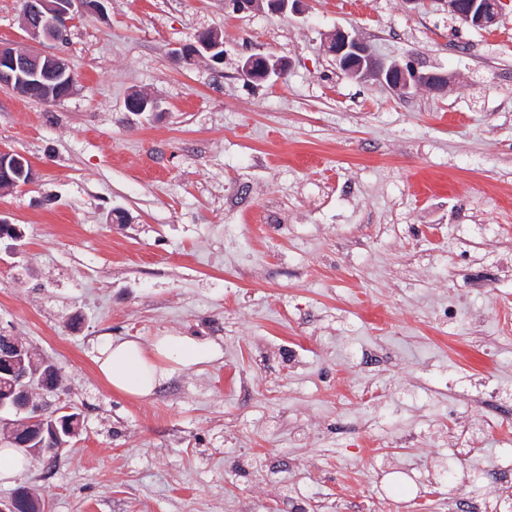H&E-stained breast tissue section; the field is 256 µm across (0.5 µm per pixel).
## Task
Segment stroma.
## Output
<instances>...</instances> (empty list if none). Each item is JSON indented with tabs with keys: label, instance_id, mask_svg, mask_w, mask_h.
I'll use <instances>...</instances> for the list:
<instances>
[{
	"label": "stroma",
	"instance_id": "1",
	"mask_svg": "<svg viewBox=\"0 0 512 512\" xmlns=\"http://www.w3.org/2000/svg\"><path fill=\"white\" fill-rule=\"evenodd\" d=\"M204 28L223 64L175 59ZM339 28L447 90L351 77L326 48ZM1 43L61 54L77 79L58 104L0 86V151L37 172L0 192L25 242L0 240V329L56 364L51 405L81 415L18 476L44 512H448L471 488L507 512L512 0L486 30L439 0H307L298 17L107 0L58 44L0 0ZM252 54L285 76L244 82ZM134 93L161 112L128 114ZM451 300L480 333L440 320ZM164 335L221 355L144 399L98 375L106 337ZM492 390L504 411L481 430Z\"/></svg>",
	"mask_w": 512,
	"mask_h": 512
}]
</instances>
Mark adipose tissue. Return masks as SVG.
I'll return each mask as SVG.
<instances>
[{
    "mask_svg": "<svg viewBox=\"0 0 512 512\" xmlns=\"http://www.w3.org/2000/svg\"><path fill=\"white\" fill-rule=\"evenodd\" d=\"M219 354V345L191 336H158L147 345L135 338L110 337L98 347L95 367L111 390L142 399L175 370L211 362Z\"/></svg>",
    "mask_w": 512,
    "mask_h": 512,
    "instance_id": "1",
    "label": "adipose tissue"
}]
</instances>
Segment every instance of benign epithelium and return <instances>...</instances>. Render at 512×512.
I'll return each mask as SVG.
<instances>
[{"mask_svg":"<svg viewBox=\"0 0 512 512\" xmlns=\"http://www.w3.org/2000/svg\"><path fill=\"white\" fill-rule=\"evenodd\" d=\"M102 0H22L20 2L22 23L25 31L34 39L59 42L75 18L87 11L101 9ZM448 15L475 28L489 29L499 20L503 0H440ZM275 14L302 12V0H224V7L238 14L249 13L263 7ZM328 52L336 58L339 66L350 76L359 80L375 79L389 89L401 94H410L419 88L439 92L450 78L437 71H421L411 66L403 67L394 62L387 64L377 58L370 47L359 38L338 29L327 43ZM176 54L186 61L207 57L212 62H224V42L209 29L197 32L194 41L179 47ZM238 71L248 82L265 81L285 74V63L273 56H250L242 60ZM0 86L12 88L24 97L54 104L69 97L76 87L75 74L67 61L58 54L18 50L0 45ZM127 111L136 115L152 112L157 103L148 95L136 94L127 97ZM21 172L26 183L35 180L33 166H25L24 157L0 152V190H11L19 181L15 172ZM27 350L18 336L9 331H0V374L11 377V386L0 389V411L8 408L24 416L30 428L56 417L60 409L50 410L48 397L58 393L60 382L46 378L40 385L39 399L19 398L16 383L28 378L26 368Z\"/></svg>","mask_w":512,"mask_h":512,"instance_id":"1","label":"benign epithelium"}]
</instances>
